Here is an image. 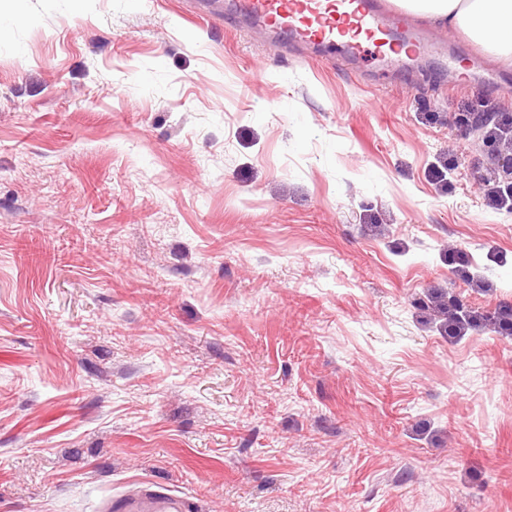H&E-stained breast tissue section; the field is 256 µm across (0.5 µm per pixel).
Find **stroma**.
<instances>
[{
  "label": "stroma",
  "instance_id": "1",
  "mask_svg": "<svg viewBox=\"0 0 512 512\" xmlns=\"http://www.w3.org/2000/svg\"><path fill=\"white\" fill-rule=\"evenodd\" d=\"M0 0V512H512V209L427 74L185 0ZM473 255L486 278L454 258ZM474 312L448 332V298ZM104 512H190L189 500L153 488L151 485L141 486L138 492L113 497L103 509Z\"/></svg>",
  "mask_w": 512,
  "mask_h": 512
}]
</instances>
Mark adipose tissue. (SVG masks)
Instances as JSON below:
<instances>
[{"label":"adipose tissue","instance_id":"adipose-tissue-1","mask_svg":"<svg viewBox=\"0 0 512 512\" xmlns=\"http://www.w3.org/2000/svg\"><path fill=\"white\" fill-rule=\"evenodd\" d=\"M406 12L462 31L505 63H512V0H396Z\"/></svg>","mask_w":512,"mask_h":512}]
</instances>
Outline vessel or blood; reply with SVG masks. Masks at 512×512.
Instances as JSON below:
<instances>
[{
  "instance_id": "b4317fda",
  "label": "vessel or blood",
  "mask_w": 512,
  "mask_h": 512,
  "mask_svg": "<svg viewBox=\"0 0 512 512\" xmlns=\"http://www.w3.org/2000/svg\"><path fill=\"white\" fill-rule=\"evenodd\" d=\"M199 12L223 20L242 19L260 27L273 42L318 48L339 46L352 53L390 57L401 17L383 0H203ZM104 512H190L188 499L145 485L112 498Z\"/></svg>"
}]
</instances>
